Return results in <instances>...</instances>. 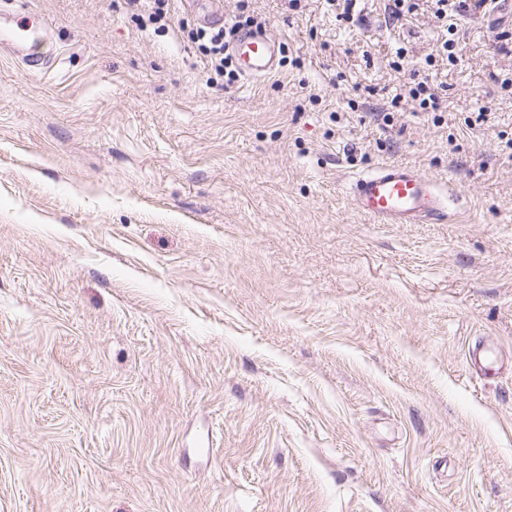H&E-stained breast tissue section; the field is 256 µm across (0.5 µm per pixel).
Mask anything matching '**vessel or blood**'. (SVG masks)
I'll return each instance as SVG.
<instances>
[{
    "mask_svg": "<svg viewBox=\"0 0 512 512\" xmlns=\"http://www.w3.org/2000/svg\"><path fill=\"white\" fill-rule=\"evenodd\" d=\"M207 26L224 25L223 0H193ZM52 23L41 14L24 11L0 27V49L19 57L28 72L46 71L51 60L41 47ZM229 49L240 73L248 78L270 75L277 66L279 41L265 31L239 32ZM352 205L382 224H424L447 220L448 206L436 182L414 168L385 165L359 178L352 191Z\"/></svg>",
    "mask_w": 512,
    "mask_h": 512,
    "instance_id": "b4317fda",
    "label": "vessel or blood"
}]
</instances>
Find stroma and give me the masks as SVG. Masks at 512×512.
<instances>
[{
  "instance_id": "stroma-1",
  "label": "stroma",
  "mask_w": 512,
  "mask_h": 512,
  "mask_svg": "<svg viewBox=\"0 0 512 512\" xmlns=\"http://www.w3.org/2000/svg\"><path fill=\"white\" fill-rule=\"evenodd\" d=\"M24 5L58 57L0 53V512H512V15L459 17L436 116L428 0H251L291 63L231 85L125 0ZM384 164L451 218L356 212ZM436 71L427 73L421 81L409 89V96L418 102L419 108L424 112H442L443 97L441 96L443 84L437 82Z\"/></svg>"
}]
</instances>
